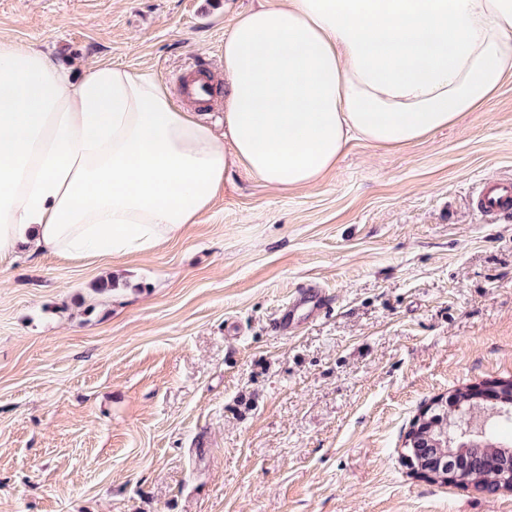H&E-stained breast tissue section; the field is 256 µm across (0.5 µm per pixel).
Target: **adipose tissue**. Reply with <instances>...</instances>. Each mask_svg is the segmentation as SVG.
<instances>
[{"label": "adipose tissue", "instance_id": "obj_1", "mask_svg": "<svg viewBox=\"0 0 512 512\" xmlns=\"http://www.w3.org/2000/svg\"><path fill=\"white\" fill-rule=\"evenodd\" d=\"M220 124L109 63L0 40V260L147 254L243 170L303 189L354 139L403 147L512 76V0H259L224 36Z\"/></svg>", "mask_w": 512, "mask_h": 512}]
</instances>
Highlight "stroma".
Listing matches in <instances>:
<instances>
[{
    "label": "stroma",
    "mask_w": 512,
    "mask_h": 512,
    "mask_svg": "<svg viewBox=\"0 0 512 512\" xmlns=\"http://www.w3.org/2000/svg\"><path fill=\"white\" fill-rule=\"evenodd\" d=\"M257 0H0V39L163 83L220 70ZM512 77L401 149L350 142L312 187L230 171L151 254L0 262V512H512L401 448L432 399L512 379ZM110 291H101L103 283ZM304 285L330 304L272 324ZM478 210L493 217L512 209V181L488 180L482 184L478 194Z\"/></svg>",
    "instance_id": "1"
}]
</instances>
